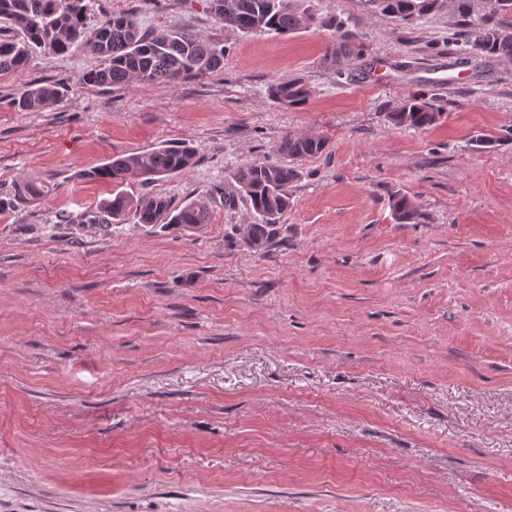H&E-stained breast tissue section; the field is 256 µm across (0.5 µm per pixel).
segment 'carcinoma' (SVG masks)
Returning a JSON list of instances; mask_svg holds the SVG:
<instances>
[{
	"mask_svg": "<svg viewBox=\"0 0 512 512\" xmlns=\"http://www.w3.org/2000/svg\"><path fill=\"white\" fill-rule=\"evenodd\" d=\"M96 0H0V19L9 21L15 34L0 32V72L27 67L32 50L40 48L54 55H66L82 47L100 59L96 69L85 72L86 85L126 87L132 81L168 82L219 70L224 66V47L201 34L180 28L142 31L129 12H114L89 23ZM303 0H210L214 17L224 27L240 32L286 34L308 28L317 17ZM380 13L408 21L435 10L441 0H368ZM472 0H452L461 17L460 46L467 62L479 58L512 59V0H493L491 12L480 22L470 20ZM59 87L28 88L14 99L21 110H40L55 103ZM269 98L281 105L306 102L310 90L299 79L275 81ZM442 113L433 104L418 98L407 99L389 114L400 127L423 129L436 124ZM325 140L311 135L286 134L277 146L283 160L240 167L233 179L238 195L245 198L258 217L249 225L251 238L265 249L277 233V225L290 207L288 187L298 170L288 159L316 156ZM195 150L185 144H165L143 153L114 157L87 170L83 177L122 185L137 181L143 185L179 173L195 163ZM131 200L123 193L100 203L101 212L112 223L122 222ZM143 224L194 227L208 223V207L200 200L181 205L152 196L137 202ZM391 211L399 224L416 222L418 211L406 196L392 200Z\"/></svg>",
	"mask_w": 512,
	"mask_h": 512,
	"instance_id": "1",
	"label": "carcinoma"
}]
</instances>
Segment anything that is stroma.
I'll list each match as a JSON object with an SVG mask.
<instances>
[{
	"label": "stroma",
	"instance_id": "stroma-1",
	"mask_svg": "<svg viewBox=\"0 0 512 512\" xmlns=\"http://www.w3.org/2000/svg\"><path fill=\"white\" fill-rule=\"evenodd\" d=\"M309 5L320 24L281 35L208 0H98L223 44V68L112 89L80 83L90 52L37 49L0 74V512H512V61L462 63L450 0L407 22ZM294 78L306 103L269 99ZM44 84L61 100L14 107ZM411 96L440 122L393 125ZM288 133L326 148L256 251L232 175ZM171 142L196 164L81 176ZM119 192L210 218L99 229ZM391 211L394 220L399 224L416 222L419 214L407 196H397L392 200Z\"/></svg>",
	"mask_w": 512,
	"mask_h": 512
}]
</instances>
